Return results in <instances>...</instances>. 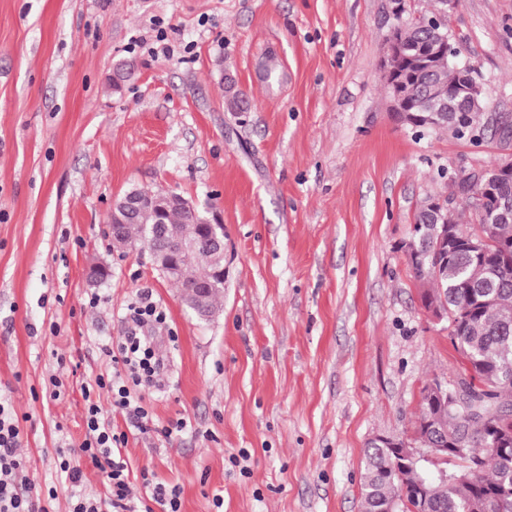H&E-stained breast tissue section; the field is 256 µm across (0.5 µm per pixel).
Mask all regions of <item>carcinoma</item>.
I'll return each instance as SVG.
<instances>
[{"mask_svg": "<svg viewBox=\"0 0 512 512\" xmlns=\"http://www.w3.org/2000/svg\"><path fill=\"white\" fill-rule=\"evenodd\" d=\"M397 37L406 49L410 71L407 93L414 109L445 112L448 118L437 129L449 127L458 136L477 137L484 106L448 92L473 81L474 76L451 65L431 69L423 64L417 46L437 39L431 29L409 25L398 29ZM224 102L230 112L248 106L231 84L225 88ZM448 188L452 195L460 192L478 197L479 210H471L475 220L493 224L498 242L512 246V184L499 188L495 195L485 190L476 175L464 174L450 177ZM458 214L454 206L415 214L413 236L419 249H425L441 224L453 230L458 246L446 262L440 257L414 256L409 264L421 283L435 285L433 296H423L424 305L435 300L448 306V337L461 363L472 368L468 399L479 404L484 416L465 418L453 409L436 410L435 440L446 438L468 448L466 456L460 458L463 465L448 471V484L441 487L422 466L404 471L400 478L386 474L382 471L386 450L367 443L361 477L363 512H382L395 500L417 507L418 486L423 483L433 486L428 512H512V447L500 448L493 442L501 425L512 433V422L500 421L501 415L512 411V256L501 255L496 246L483 253L473 252L468 241L475 231L460 223ZM205 217V210L193 213L169 205L158 218L185 237L191 226L203 223ZM158 218L151 213L122 217L126 235L141 238ZM190 261L201 271L224 265V257L202 245L196 246ZM170 282L180 290L184 305L202 320L216 313L224 297V281L217 279L204 306L199 307L180 279ZM474 461L481 465L477 483L467 475Z\"/></svg>", "mask_w": 512, "mask_h": 512, "instance_id": "cac0c4a2", "label": "carcinoma"}]
</instances>
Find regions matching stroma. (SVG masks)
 Wrapping results in <instances>:
<instances>
[{
    "label": "stroma",
    "instance_id": "35a3bbf8",
    "mask_svg": "<svg viewBox=\"0 0 512 512\" xmlns=\"http://www.w3.org/2000/svg\"><path fill=\"white\" fill-rule=\"evenodd\" d=\"M388 0H0V397L21 416L36 491L109 496L56 450L86 434L83 387L106 347L148 337L164 368L143 396L163 439L126 432L131 475L181 490V512H361L367 442L411 437L422 389L460 359L406 256L449 175L507 157L501 135L416 131L390 112L379 61ZM448 27L512 117V0H458ZM134 67L120 89L119 64ZM250 105L227 111L226 78ZM167 189L224 225V299L197 319L143 248L110 250L113 204ZM106 279L89 282L92 264ZM151 294L160 326L132 322ZM62 383L52 397V380ZM246 452L248 473L231 456ZM224 499L215 509L213 496Z\"/></svg>",
    "mask_w": 512,
    "mask_h": 512
}]
</instances>
